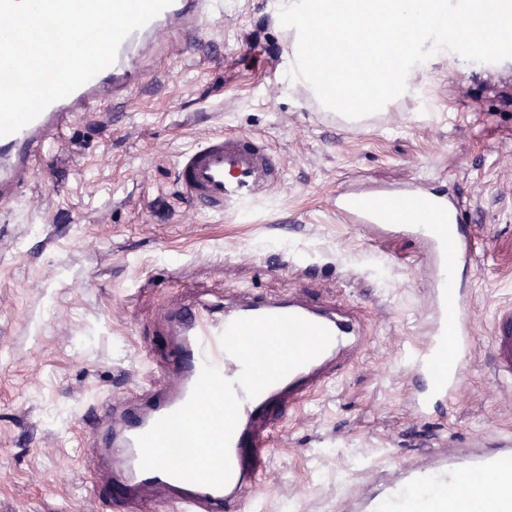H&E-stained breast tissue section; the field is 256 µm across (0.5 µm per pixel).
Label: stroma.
<instances>
[{
	"label": "stroma",
	"mask_w": 512,
	"mask_h": 512,
	"mask_svg": "<svg viewBox=\"0 0 512 512\" xmlns=\"http://www.w3.org/2000/svg\"><path fill=\"white\" fill-rule=\"evenodd\" d=\"M273 0H224L126 106L77 114L51 154L0 201V512H128L91 487L94 414L161 384L167 313L223 291L302 295L364 325L361 353L289 411L258 512H336V502L416 453L512 436V385L491 373L498 310L512 308V63L448 66L368 125L328 124L283 66ZM220 132L279 154L284 180L247 221L194 211L178 156ZM461 189L478 248L475 342L449 407L418 417L403 352L430 307L423 243L342 223L340 188L426 178Z\"/></svg>",
	"instance_id": "1"
}]
</instances>
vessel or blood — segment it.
Wrapping results in <instances>:
<instances>
[{"instance_id": "1", "label": "vessel or blood", "mask_w": 512, "mask_h": 512, "mask_svg": "<svg viewBox=\"0 0 512 512\" xmlns=\"http://www.w3.org/2000/svg\"><path fill=\"white\" fill-rule=\"evenodd\" d=\"M223 15L224 0H173L122 41L111 66L48 105L21 130L0 136V200L14 197L21 175L55 141L74 113L95 111L106 94L116 104L129 97L144 76V49L158 32L175 34ZM176 178L191 208L242 219L271 196L282 181V172L278 155L264 140L225 133L181 154ZM335 210L345 223L371 224L381 234L415 237L431 248L435 266L432 322L424 346L410 361L421 382L415 411L432 416L456 393L460 368L472 348L463 279L476 244L470 206L463 194L439 192L423 182L401 189L377 186L364 194L340 190ZM265 315L303 317L328 328L333 341L322 354L256 397L242 398L229 445L231 475L227 484L216 488L158 470H142L138 437L188 401L204 364L215 366L226 379H236L241 364L222 349L220 336L236 319ZM170 319L177 340L156 364L164 385L105 405L95 419L100 440L97 457L113 463L116 473L110 482L117 490L131 485L175 490L176 512H227L236 504L253 507L265 487L272 429L286 419L291 408L331 380L343 358L362 348L363 330L342 314L300 297L251 296L230 310L218 297L181 308ZM491 366L499 381L512 383V308L501 311L496 319ZM476 475L502 488L493 512H512L511 437L501 438L493 448L429 449L401 464L396 472L379 473L370 486L352 490L339 512H407L415 492L428 498L432 512H454L456 491Z\"/></svg>"}]
</instances>
